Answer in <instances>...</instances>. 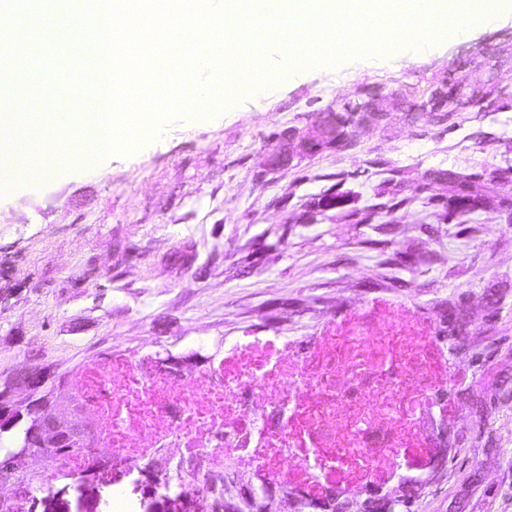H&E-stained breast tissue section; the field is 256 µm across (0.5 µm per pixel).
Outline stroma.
Listing matches in <instances>:
<instances>
[{"label":"stroma","instance_id":"obj_1","mask_svg":"<svg viewBox=\"0 0 512 512\" xmlns=\"http://www.w3.org/2000/svg\"><path fill=\"white\" fill-rule=\"evenodd\" d=\"M367 102L385 119L271 164L289 130ZM510 166L512 12L464 43L295 68L131 154L0 190V374L75 371L115 349L217 360L247 336L301 339L354 295L402 301L444 336L449 305L475 301L448 355V401L467 415L448 424L447 475L413 509L512 512V203L460 224L453 191L427 180L461 172L466 194L512 199L496 180ZM34 471L20 512H111L116 488L137 512H202L191 485Z\"/></svg>","mask_w":512,"mask_h":512}]
</instances>
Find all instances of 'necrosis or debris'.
Listing matches in <instances>:
<instances>
[{"label": "necrosis or debris", "mask_w": 512, "mask_h": 512, "mask_svg": "<svg viewBox=\"0 0 512 512\" xmlns=\"http://www.w3.org/2000/svg\"><path fill=\"white\" fill-rule=\"evenodd\" d=\"M348 305L344 324L303 343L257 336L194 371L150 354L95 365L81 383L95 420L83 471L122 466L207 496L212 459L301 501L337 493L357 507L368 485L424 475L449 418L464 416L445 396L447 352L397 304Z\"/></svg>", "instance_id": "1"}]
</instances>
